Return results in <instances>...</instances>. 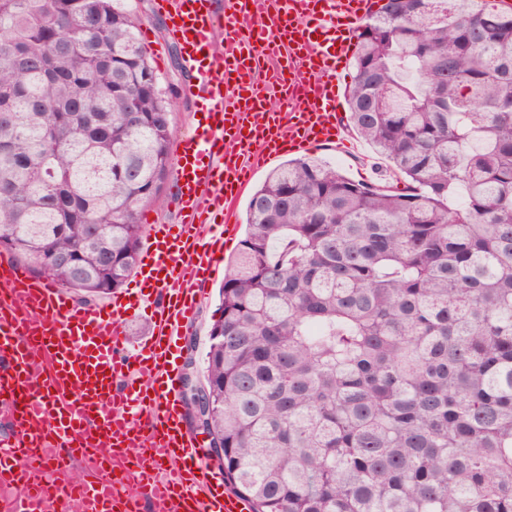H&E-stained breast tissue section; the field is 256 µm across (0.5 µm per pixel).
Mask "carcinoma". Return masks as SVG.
<instances>
[{"label":"carcinoma","instance_id":"obj_1","mask_svg":"<svg viewBox=\"0 0 512 512\" xmlns=\"http://www.w3.org/2000/svg\"><path fill=\"white\" fill-rule=\"evenodd\" d=\"M87 2L0 0V249L91 300L136 268L172 103L137 12ZM354 58L405 187L266 176L186 408L252 512H512V8L385 0Z\"/></svg>","mask_w":512,"mask_h":512}]
</instances>
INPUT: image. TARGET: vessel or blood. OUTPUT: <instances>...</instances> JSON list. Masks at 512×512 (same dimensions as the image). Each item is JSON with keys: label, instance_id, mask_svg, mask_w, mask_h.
<instances>
[{"label": "vessel or blood", "instance_id": "obj_1", "mask_svg": "<svg viewBox=\"0 0 512 512\" xmlns=\"http://www.w3.org/2000/svg\"><path fill=\"white\" fill-rule=\"evenodd\" d=\"M378 0H157L190 73L203 121L176 155L179 221L151 225L135 302L79 305L0 254V398L16 428L0 445L10 512H251L225 492L183 426L177 340L197 313V284L218 270L231 211L257 166L337 142L339 83ZM279 107L262 110L268 99ZM152 332L130 342L136 305ZM88 463L58 491L46 461Z\"/></svg>", "mask_w": 512, "mask_h": 512}]
</instances>
